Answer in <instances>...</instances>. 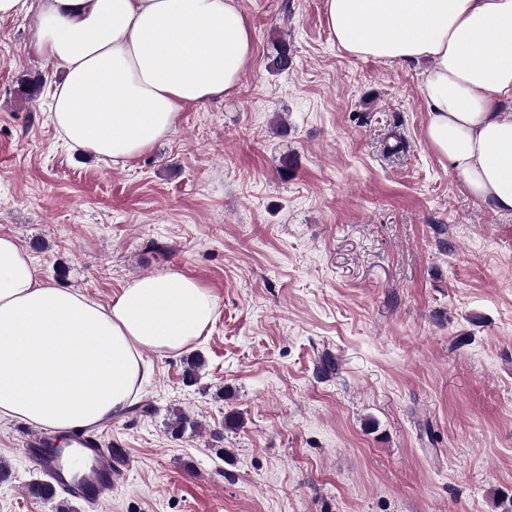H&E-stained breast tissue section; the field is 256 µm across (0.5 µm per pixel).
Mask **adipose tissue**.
<instances>
[{"instance_id": "1", "label": "adipose tissue", "mask_w": 512, "mask_h": 512, "mask_svg": "<svg viewBox=\"0 0 512 512\" xmlns=\"http://www.w3.org/2000/svg\"><path fill=\"white\" fill-rule=\"evenodd\" d=\"M347 53L428 61L425 137L469 192L512 212V0H323ZM33 15V48L63 71L50 121L73 151L116 164L166 139L185 106L233 95L254 55L238 0H0ZM216 297L173 270L128 281L108 304L40 282L0 235V418L61 434L123 418L143 353L192 347Z\"/></svg>"}]
</instances>
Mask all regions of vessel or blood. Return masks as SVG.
Wrapping results in <instances>:
<instances>
[{
	"label": "vessel or blood",
	"instance_id": "vessel-or-blood-1",
	"mask_svg": "<svg viewBox=\"0 0 512 512\" xmlns=\"http://www.w3.org/2000/svg\"><path fill=\"white\" fill-rule=\"evenodd\" d=\"M23 445L34 465L49 477L51 487L75 501L103 505L121 476V458L92 433L72 446L53 444L46 431H31L25 434Z\"/></svg>",
	"mask_w": 512,
	"mask_h": 512
}]
</instances>
